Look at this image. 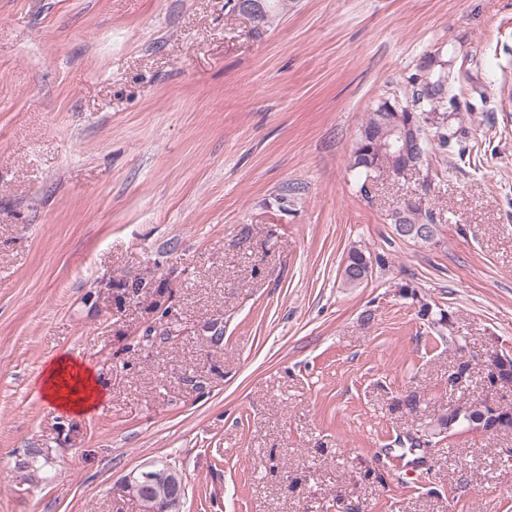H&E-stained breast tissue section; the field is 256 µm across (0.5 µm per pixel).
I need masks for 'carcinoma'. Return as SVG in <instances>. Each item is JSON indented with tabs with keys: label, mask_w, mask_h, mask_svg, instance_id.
<instances>
[{
	"label": "carcinoma",
	"mask_w": 512,
	"mask_h": 512,
	"mask_svg": "<svg viewBox=\"0 0 512 512\" xmlns=\"http://www.w3.org/2000/svg\"><path fill=\"white\" fill-rule=\"evenodd\" d=\"M259 21L270 26L280 19L288 8V0H261ZM411 97L403 102L398 98H387L369 113L361 126L352 151V168L360 178L359 192L369 197L365 183L370 167L400 169V155L413 156L416 164L423 165L430 156L433 145H448V120L454 116L458 97L455 93V77L448 71L447 63L438 61L434 55L426 56L418 65L416 73L409 77ZM437 138L432 143L431 138ZM391 221L398 235L408 239L429 241L436 234L432 214L420 209L405 212L393 209ZM371 264L360 249L349 252L342 270V281L356 287L367 279ZM490 382L512 381V359L498 358L495 368L488 373ZM486 409L485 404H471L470 413L448 412L437 419L442 431L455 428H471L473 418Z\"/></svg>",
	"instance_id": "carcinoma-1"
}]
</instances>
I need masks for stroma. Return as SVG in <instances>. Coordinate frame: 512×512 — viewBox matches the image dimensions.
Masks as SVG:
<instances>
[{"label":"stroma","mask_w":512,"mask_h":512,"mask_svg":"<svg viewBox=\"0 0 512 512\" xmlns=\"http://www.w3.org/2000/svg\"><path fill=\"white\" fill-rule=\"evenodd\" d=\"M509 49L512 0H0V512H140L158 460L181 512H512V430L433 427L512 411ZM433 50L460 143L365 200L358 131ZM62 355L100 409L36 394ZM400 208L393 209L391 213V223L394 229L401 237L408 239H416L421 241H429L436 234V224H434L432 214L421 209H413L406 213ZM401 227L406 228L402 231ZM371 264L360 249H352L342 270V281L346 286L356 287L367 279ZM485 404H486V402L479 403V404L475 403V404L469 405L468 408L466 409V410H470V413L468 416H467L466 412L464 414L460 415L459 408H457L453 412H450L452 407H449L448 413H446L445 415H443L439 419H437L436 425L440 429L439 433H441L442 431H446V432L448 431V433H449L453 429L460 428V427L470 429L471 421L473 420V418L477 415H480L482 413V411L486 409ZM460 413H461V411H460ZM157 483H165L170 490V496L164 501L156 502L151 511L171 512L174 502L178 509L185 494L186 476L167 462L155 461L141 466L125 479L123 489L128 496L138 501L139 498H146L152 486Z\"/></svg>","instance_id":"obj_1"}]
</instances>
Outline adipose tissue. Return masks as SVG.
Here are the masks:
<instances>
[{
  "label": "adipose tissue",
  "mask_w": 512,
  "mask_h": 512,
  "mask_svg": "<svg viewBox=\"0 0 512 512\" xmlns=\"http://www.w3.org/2000/svg\"><path fill=\"white\" fill-rule=\"evenodd\" d=\"M34 388L53 407L75 415L98 409L104 400L94 370L66 355L52 360L37 375Z\"/></svg>",
  "instance_id": "1"
}]
</instances>
